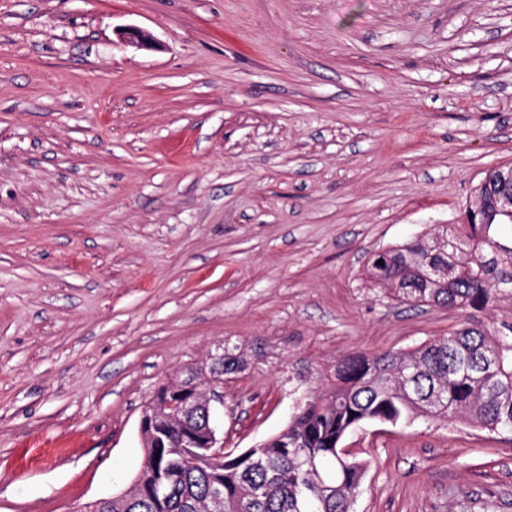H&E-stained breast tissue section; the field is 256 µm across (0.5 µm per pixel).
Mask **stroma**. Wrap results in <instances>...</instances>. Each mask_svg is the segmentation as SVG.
<instances>
[{"label": "stroma", "instance_id": "obj_1", "mask_svg": "<svg viewBox=\"0 0 512 512\" xmlns=\"http://www.w3.org/2000/svg\"><path fill=\"white\" fill-rule=\"evenodd\" d=\"M149 31L154 50L117 36ZM512 165V0H0V512L127 489L159 386L230 342L240 452L305 368L512 319L382 297L373 252ZM353 512H512V432L368 422Z\"/></svg>", "mask_w": 512, "mask_h": 512}]
</instances>
